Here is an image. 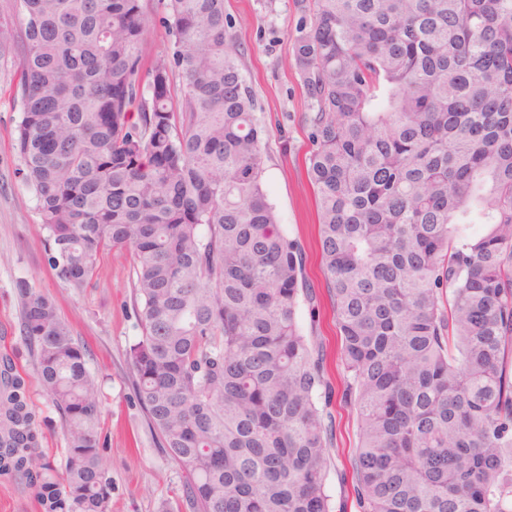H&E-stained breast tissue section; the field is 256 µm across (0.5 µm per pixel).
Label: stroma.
I'll return each mask as SVG.
<instances>
[{
    "label": "stroma",
    "instance_id": "obj_1",
    "mask_svg": "<svg viewBox=\"0 0 512 512\" xmlns=\"http://www.w3.org/2000/svg\"><path fill=\"white\" fill-rule=\"evenodd\" d=\"M224 12L244 54L243 64L257 98V116L266 130L263 181L269 203L289 237L302 245L305 273L321 285L317 258V208L304 159L311 148L303 116L308 110L292 57L291 38L300 23L293 0H224ZM21 119L13 68L0 61V353H14L31 384L40 411L39 451L64 467L61 419L48 402L33 356L20 335L24 281L51 298L75 341L86 351L87 368L100 390V432L107 444L103 464L112 477L108 512H157L161 501L178 503L182 474L160 446L134 391L127 360L141 334L133 292L134 261L129 253L104 252L91 283L76 293L61 283L47 262L46 233L15 148ZM335 433L327 491L334 512H359L350 482L341 480L357 445V420L350 408L332 409Z\"/></svg>",
    "mask_w": 512,
    "mask_h": 512
}]
</instances>
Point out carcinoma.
<instances>
[{
    "label": "carcinoma",
    "instance_id": "carcinoma-1",
    "mask_svg": "<svg viewBox=\"0 0 512 512\" xmlns=\"http://www.w3.org/2000/svg\"><path fill=\"white\" fill-rule=\"evenodd\" d=\"M14 0L0 59L16 148L74 292L131 252L136 398L189 512H332L335 397L299 325L320 298L263 182L256 99L224 0ZM322 288L357 416L360 512H512V0H294ZM65 472L35 452L0 355V473L44 512H107L98 390L55 304L18 285ZM149 17L147 37L155 53H164L168 50L169 42L166 31L160 20L161 9L158 0H145Z\"/></svg>",
    "mask_w": 512,
    "mask_h": 512
}]
</instances>
